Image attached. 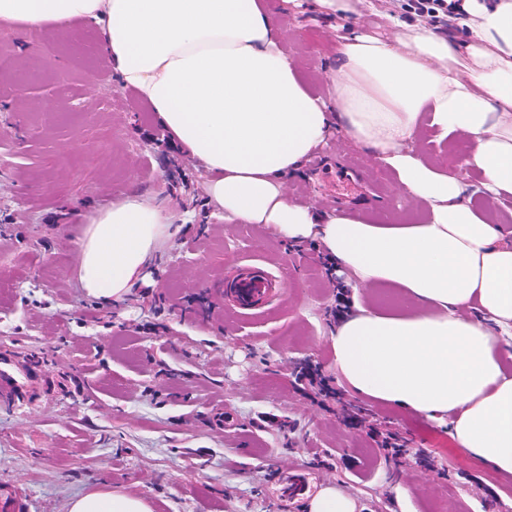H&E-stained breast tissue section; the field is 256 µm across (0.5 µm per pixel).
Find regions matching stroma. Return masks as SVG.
Here are the masks:
<instances>
[{
  "label": "stroma",
  "mask_w": 512,
  "mask_h": 512,
  "mask_svg": "<svg viewBox=\"0 0 512 512\" xmlns=\"http://www.w3.org/2000/svg\"><path fill=\"white\" fill-rule=\"evenodd\" d=\"M278 9L283 50L326 93L336 21L293 0ZM18 39L28 53L0 79V357L19 392L0 406V512H66L99 488L147 498L154 512H307V498L274 494L289 469L362 512H434L442 501L512 512V476L458 451L448 424L346 392L329 336L352 304L347 276L313 243L214 215L202 163L116 84L97 27L67 40L0 25L1 54ZM415 148L512 231V213L463 164L464 139L425 127ZM286 191L318 209L363 203L394 224L418 214L395 175L339 128ZM131 193L165 203L177 232L143 282L98 303L74 277L84 224ZM246 264L280 282L256 314L224 293ZM377 428L406 455L381 448Z\"/></svg>",
  "instance_id": "35a3bbf8"
}]
</instances>
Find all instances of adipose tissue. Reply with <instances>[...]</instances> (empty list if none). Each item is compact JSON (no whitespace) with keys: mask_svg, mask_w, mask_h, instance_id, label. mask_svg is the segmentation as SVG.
Returning <instances> with one entry per match:
<instances>
[{"mask_svg":"<svg viewBox=\"0 0 512 512\" xmlns=\"http://www.w3.org/2000/svg\"><path fill=\"white\" fill-rule=\"evenodd\" d=\"M363 2L306 0L343 22L325 96L308 90L283 51L275 0H0V23L64 38L77 24L98 25L103 63L204 165L208 201L226 222L317 242L351 288L400 289L399 310L357 298L337 322L330 344L343 385L416 416L450 417L458 449L511 476L512 372L500 339L512 337V239L409 144L425 126L441 140L464 138L463 162L481 172L490 198L512 196V0H447L462 29L454 38L401 21L390 38L347 27ZM336 126L396 174L421 208L414 223L289 199L288 178ZM172 235L165 208L135 195L94 211L79 287L99 303L123 299ZM66 512L153 505L99 489Z\"/></svg>","mask_w":512,"mask_h":512,"instance_id":"1","label":"adipose tissue"}]
</instances>
